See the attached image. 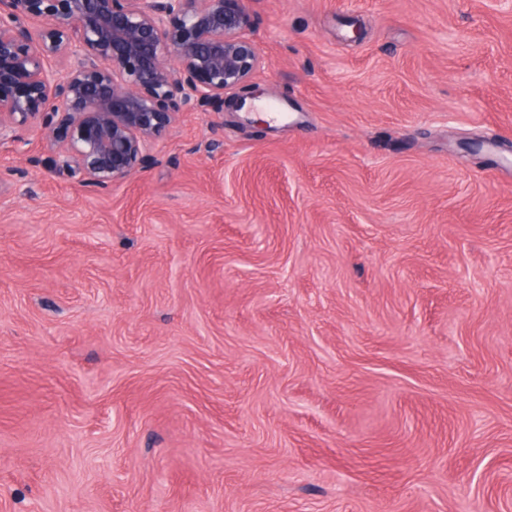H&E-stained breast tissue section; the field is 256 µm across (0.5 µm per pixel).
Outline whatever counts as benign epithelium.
<instances>
[{
  "label": "benign epithelium",
  "mask_w": 512,
  "mask_h": 512,
  "mask_svg": "<svg viewBox=\"0 0 512 512\" xmlns=\"http://www.w3.org/2000/svg\"><path fill=\"white\" fill-rule=\"evenodd\" d=\"M248 2L0 0V142L36 123L62 147L59 177L122 182L181 113L224 105L264 67Z\"/></svg>",
  "instance_id": "7a95c632"
}]
</instances>
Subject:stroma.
Wrapping results in <instances>:
<instances>
[{
  "label": "stroma",
  "instance_id": "obj_1",
  "mask_svg": "<svg viewBox=\"0 0 512 512\" xmlns=\"http://www.w3.org/2000/svg\"><path fill=\"white\" fill-rule=\"evenodd\" d=\"M249 7L279 123L0 145V512H512V0Z\"/></svg>",
  "mask_w": 512,
  "mask_h": 512
}]
</instances>
